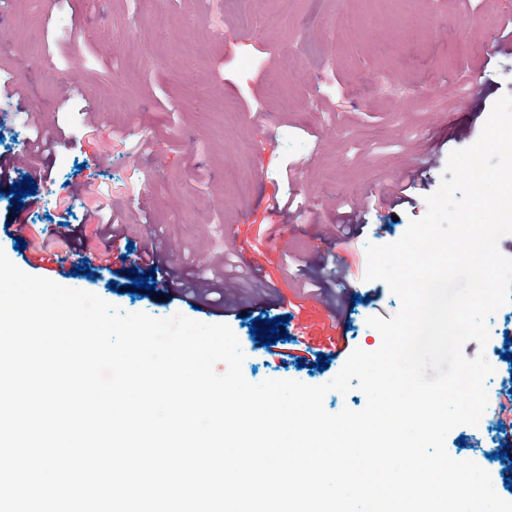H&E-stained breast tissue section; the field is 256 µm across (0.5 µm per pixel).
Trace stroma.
I'll use <instances>...</instances> for the list:
<instances>
[{"label":"stroma","instance_id":"stroma-1","mask_svg":"<svg viewBox=\"0 0 512 512\" xmlns=\"http://www.w3.org/2000/svg\"><path fill=\"white\" fill-rule=\"evenodd\" d=\"M510 15L504 0H195L188 10L179 0H0V76L23 79L42 110L38 132L24 116L0 112V153L38 135L56 140L31 174L36 200L14 206L0 186V225L14 216L55 230L112 199L136 233L161 231L175 277L193 272L183 251L233 256L263 281L273 315L294 311L320 327L329 309L295 294L305 271L342 299L350 347L376 350L381 336L366 320L390 318L399 300L385 283L365 281L366 246L397 241L424 216L449 154L472 145L494 103L512 93V53L489 40ZM463 60L475 75L465 83ZM74 72L83 93L57 107ZM108 98L124 108L89 128V106ZM427 154L411 202L389 203L393 178ZM365 192L376 203L361 228L324 238L326 225L348 215V199ZM278 199L292 200L291 209L272 214ZM15 244L0 233V250L26 273L125 312L228 324L250 382L320 385L343 366L297 365L284 339L260 345L250 333L255 312L234 297L220 310L195 309L127 286L112 270L88 277L67 264L33 267ZM488 324L487 346L472 340L464 353H485L492 395L512 385V362L499 352L512 304ZM495 422L489 408L478 426L454 428L449 455L496 473L485 460Z\"/></svg>","mask_w":512,"mask_h":512}]
</instances>
